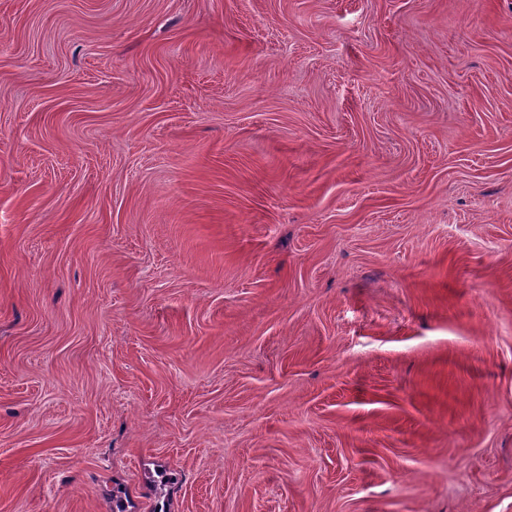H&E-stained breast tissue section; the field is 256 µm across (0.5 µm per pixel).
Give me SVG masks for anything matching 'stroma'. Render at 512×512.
I'll return each instance as SVG.
<instances>
[{"label": "stroma", "instance_id": "obj_1", "mask_svg": "<svg viewBox=\"0 0 512 512\" xmlns=\"http://www.w3.org/2000/svg\"><path fill=\"white\" fill-rule=\"evenodd\" d=\"M0 512H512V0H0Z\"/></svg>", "mask_w": 512, "mask_h": 512}]
</instances>
